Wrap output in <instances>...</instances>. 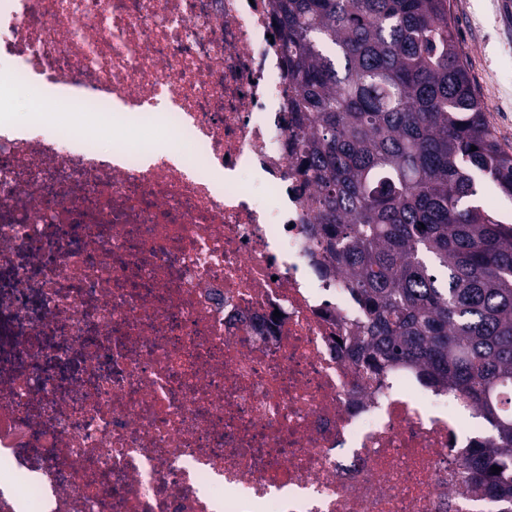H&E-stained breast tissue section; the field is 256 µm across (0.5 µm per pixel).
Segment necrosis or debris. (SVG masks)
Segmentation results:
<instances>
[{
  "label": "necrosis or debris",
  "instance_id": "necrosis-or-debris-1",
  "mask_svg": "<svg viewBox=\"0 0 512 512\" xmlns=\"http://www.w3.org/2000/svg\"><path fill=\"white\" fill-rule=\"evenodd\" d=\"M274 32L268 0H0V71L61 114L0 121V512H497L473 405L348 353Z\"/></svg>",
  "mask_w": 512,
  "mask_h": 512
}]
</instances>
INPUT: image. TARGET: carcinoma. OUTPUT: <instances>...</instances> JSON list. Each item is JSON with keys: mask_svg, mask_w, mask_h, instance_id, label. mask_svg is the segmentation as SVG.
Here are the masks:
<instances>
[{"mask_svg": "<svg viewBox=\"0 0 512 512\" xmlns=\"http://www.w3.org/2000/svg\"><path fill=\"white\" fill-rule=\"evenodd\" d=\"M312 254L364 310L366 370L408 365L474 403L491 446L464 478L512 512V154L482 112L448 0H272ZM477 150H471V147ZM502 468L497 474L492 467Z\"/></svg>", "mask_w": 512, "mask_h": 512, "instance_id": "obj_1", "label": "carcinoma"}]
</instances>
